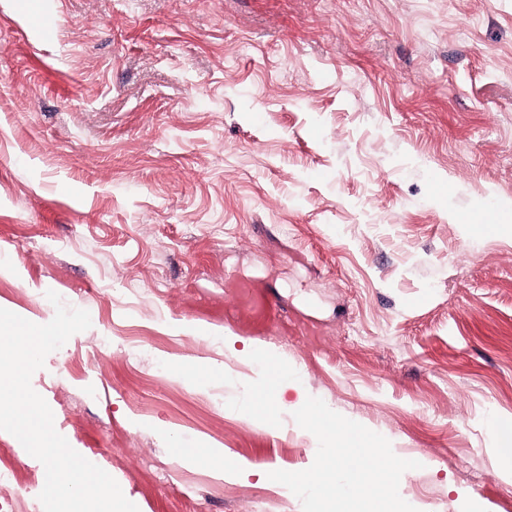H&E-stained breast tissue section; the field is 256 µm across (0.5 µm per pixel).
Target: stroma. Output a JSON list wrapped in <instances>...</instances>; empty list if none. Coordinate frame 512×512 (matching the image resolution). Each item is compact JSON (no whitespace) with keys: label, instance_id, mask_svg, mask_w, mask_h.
I'll list each match as a JSON object with an SVG mask.
<instances>
[{"label":"stroma","instance_id":"1","mask_svg":"<svg viewBox=\"0 0 512 512\" xmlns=\"http://www.w3.org/2000/svg\"><path fill=\"white\" fill-rule=\"evenodd\" d=\"M50 290L91 326L31 385L139 512H302L159 433L302 471L310 396L417 512H512V0H0V308ZM0 448V512H44ZM266 356L271 361L272 366L257 387V408L252 414L253 421H265L278 414V391L282 381L287 378L279 362L276 360L275 353L266 351Z\"/></svg>","mask_w":512,"mask_h":512}]
</instances>
